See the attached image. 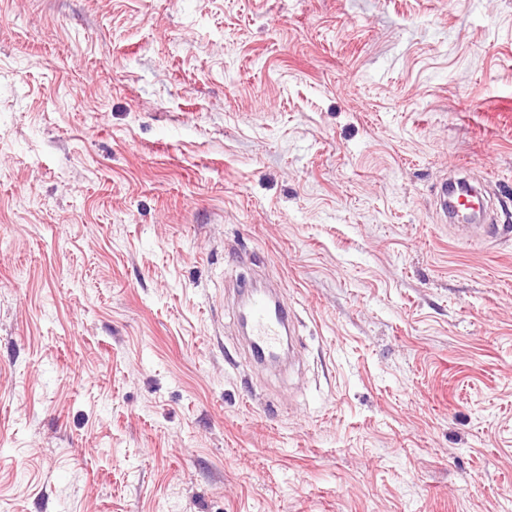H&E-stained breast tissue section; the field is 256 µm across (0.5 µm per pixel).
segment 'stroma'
Here are the masks:
<instances>
[{"instance_id":"obj_1","label":"stroma","mask_w":512,"mask_h":512,"mask_svg":"<svg viewBox=\"0 0 512 512\" xmlns=\"http://www.w3.org/2000/svg\"><path fill=\"white\" fill-rule=\"evenodd\" d=\"M0 512H512V0H0ZM246 295L244 319L249 330L253 355L259 361L277 357L283 337L290 330L288 305L272 295L254 289L246 290Z\"/></svg>"}]
</instances>
